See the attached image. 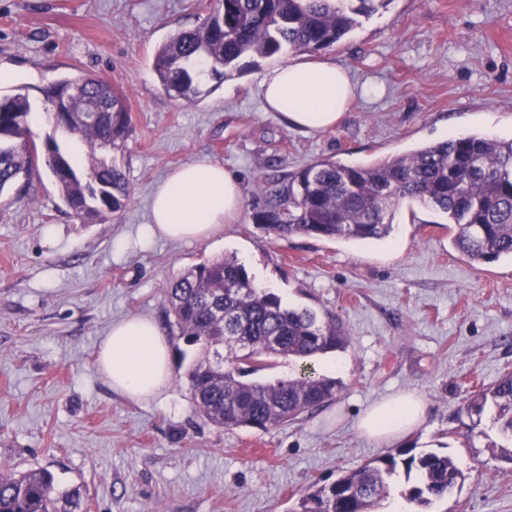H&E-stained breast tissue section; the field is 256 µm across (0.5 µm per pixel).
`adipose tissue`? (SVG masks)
<instances>
[{"instance_id": "obj_1", "label": "adipose tissue", "mask_w": 512, "mask_h": 512, "mask_svg": "<svg viewBox=\"0 0 512 512\" xmlns=\"http://www.w3.org/2000/svg\"><path fill=\"white\" fill-rule=\"evenodd\" d=\"M258 88L268 111L308 132L334 128L359 90L336 62L304 58L267 68ZM241 201L238 179L222 164L209 159L187 162L154 187L150 233L173 241L209 239L237 217ZM169 355V343L157 324L132 317L113 324L96 362L114 389L141 400L168 387ZM427 410L424 398L402 393L367 408L356 428L378 444L392 445L423 424Z\"/></svg>"}]
</instances>
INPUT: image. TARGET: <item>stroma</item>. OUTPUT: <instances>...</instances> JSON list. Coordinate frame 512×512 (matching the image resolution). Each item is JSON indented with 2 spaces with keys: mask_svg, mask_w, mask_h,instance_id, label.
Listing matches in <instances>:
<instances>
[{
  "mask_svg": "<svg viewBox=\"0 0 512 512\" xmlns=\"http://www.w3.org/2000/svg\"><path fill=\"white\" fill-rule=\"evenodd\" d=\"M209 0H0V98L67 76L96 75L125 94L133 133L116 153L126 207L84 221L38 166L0 193V464L51 470L86 485L90 512H294L312 484L392 454L356 429L374 402L413 392L428 419L406 447L448 453L465 475L431 512H512V462L489 417L465 410L474 386L512 371V260L476 265L444 219L412 203L382 242L277 238L252 221L259 178L332 159L356 165L465 133L512 138V0H392L322 50L380 86L336 127L306 134L267 111L257 79L268 61L191 105L163 93L154 51L195 27ZM210 159L235 175L243 206L206 242L149 237L150 196L170 172ZM235 257L283 304L335 315L349 338L318 355L336 400L266 430L220 428L196 411L184 377L197 354L169 324L167 283L194 265ZM156 322L172 381L133 400L99 373L113 323Z\"/></svg>",
  "mask_w": 512,
  "mask_h": 512,
  "instance_id": "stroma-1",
  "label": "stroma"
}]
</instances>
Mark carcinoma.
<instances>
[{
  "instance_id": "1",
  "label": "carcinoma",
  "mask_w": 512,
  "mask_h": 512,
  "mask_svg": "<svg viewBox=\"0 0 512 512\" xmlns=\"http://www.w3.org/2000/svg\"><path fill=\"white\" fill-rule=\"evenodd\" d=\"M393 0H216L193 29L176 30L160 43L153 68L161 90L185 104L196 102L204 79L218 84L258 63L290 52L319 51L340 43L362 19ZM68 90L66 130L86 146L75 163L50 138L41 149L28 138L30 102L24 94L3 98L0 112V194L38 162H44L59 196L75 215L105 220L129 196L125 174L112 154L133 132L122 94L100 77L63 78L42 91ZM432 208L448 219L454 247L472 263L512 258V139L470 133L422 144L407 153L365 165L327 159L258 185L253 220L277 237L304 235L383 241L404 202ZM179 336L200 350L186 378L194 406L218 427L267 429L313 413L336 399L341 384L309 371L316 356L344 347L336 318L282 305L254 285L233 257L192 266L164 292ZM241 336L249 349L221 353L222 337ZM271 358L298 359L302 373L270 382L247 381ZM470 416L491 413L512 442V372L472 390ZM404 473L406 499L419 508L448 495L463 478L445 453L400 448L351 469L330 485H312L294 512H376L392 480ZM85 485L60 487L48 469L13 472L0 466V512H88Z\"/></svg>"
}]
</instances>
